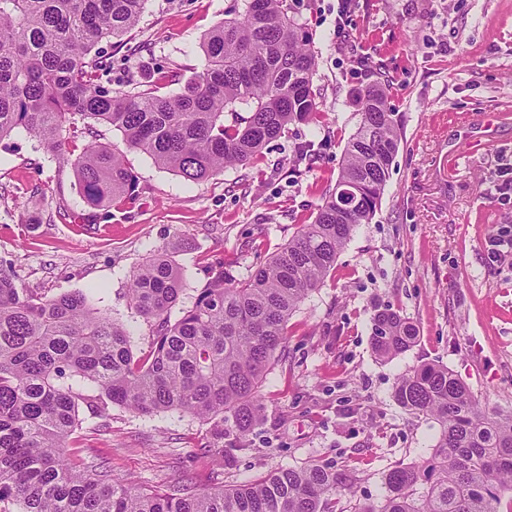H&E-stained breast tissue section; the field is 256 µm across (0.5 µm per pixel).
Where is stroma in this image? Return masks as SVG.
Listing matches in <instances>:
<instances>
[{
  "mask_svg": "<svg viewBox=\"0 0 512 512\" xmlns=\"http://www.w3.org/2000/svg\"><path fill=\"white\" fill-rule=\"evenodd\" d=\"M313 34L314 98L323 120L291 127L249 165L189 182L127 148L138 188L124 203L87 205L71 165L24 130L0 140V269L49 297L82 292L130 333L134 355L151 328L131 307L132 272L169 249L191 306L216 263L234 277L278 253L313 222L358 123L357 95L377 84L401 129L381 201L358 225L323 285L288 321V340L260 393L263 418L246 448L232 426L223 444L210 426L177 411L141 415L111 405L79 412L78 453L87 466L152 488L192 479L236 485L274 468L333 461L349 470L357 498L380 499L385 474L427 458L436 421L401 409L393 386L425 363L448 366L481 405L512 411V261L490 263L484 244L512 235V200L489 195L512 166V0H362L336 34L337 0H289ZM233 0H148L120 42H102L113 85L146 82L162 67L187 79L204 63L201 41ZM365 59L353 69L351 56ZM490 138L483 150L475 140ZM314 141L312 165L292 166L295 143ZM390 307L418 329L416 345L383 362L371 319Z\"/></svg>",
  "mask_w": 512,
  "mask_h": 512,
  "instance_id": "35a3bbf8",
  "label": "stroma"
}]
</instances>
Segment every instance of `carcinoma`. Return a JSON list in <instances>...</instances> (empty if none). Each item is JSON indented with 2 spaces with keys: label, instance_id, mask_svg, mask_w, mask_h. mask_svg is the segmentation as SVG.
Returning <instances> with one entry per match:
<instances>
[{
  "label": "carcinoma",
  "instance_id": "1",
  "mask_svg": "<svg viewBox=\"0 0 512 512\" xmlns=\"http://www.w3.org/2000/svg\"><path fill=\"white\" fill-rule=\"evenodd\" d=\"M146 0H0V140L18 128L73 166L88 205L131 198L136 182L113 148L90 141L75 158L65 138L91 119L128 147L188 181L250 164L289 126L318 115L312 95L316 52L286 0H242L204 35L202 70L175 94L158 70L152 84L115 89L101 82L112 61L93 53L138 23ZM360 122L347 143L336 187L315 219L242 278L219 266L181 316L171 310L182 277L167 251L145 258L128 288L152 327L148 355H133L125 327L93 309L82 292L42 297L0 270V512H498L512 501V411L482 406L444 365L426 363L393 387L399 407L440 427L432 454L385 475L378 502L355 498L353 477L336 463L278 468L245 484L200 489L185 481L162 492L86 469L67 453L85 406L152 415L176 410L211 425L224 419L243 441L261 421L260 388L287 342L289 317L350 240L370 223L400 134L384 90L358 97ZM416 325L385 307L372 318V349L392 360L415 345Z\"/></svg>",
  "mask_w": 512,
  "mask_h": 512
}]
</instances>
